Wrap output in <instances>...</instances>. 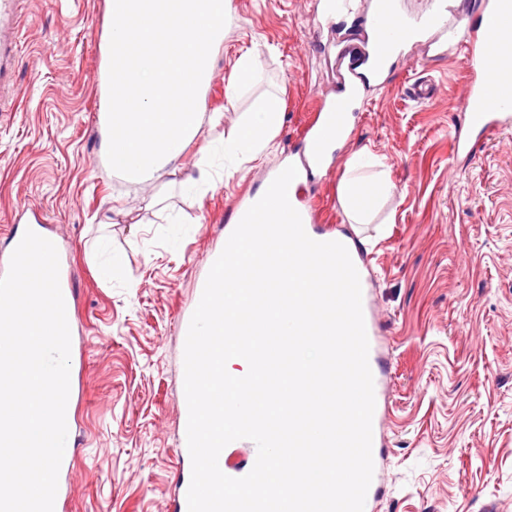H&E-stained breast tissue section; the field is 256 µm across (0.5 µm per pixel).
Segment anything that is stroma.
<instances>
[{"label":"stroma","mask_w":512,"mask_h":512,"mask_svg":"<svg viewBox=\"0 0 512 512\" xmlns=\"http://www.w3.org/2000/svg\"><path fill=\"white\" fill-rule=\"evenodd\" d=\"M231 20L203 99V122L177 168L138 182L102 159L99 116L106 0H21L17 54L0 92V253L19 206L39 212L75 286L80 319L70 370L76 442L58 476L57 512H166L182 431L181 317L191 315L227 218L287 162L320 102L336 88L337 30L315 31L320 0H231ZM257 69L234 101L238 58ZM470 64L459 52L427 69L397 61L369 91L329 174L307 181L317 224L352 236L371 267L378 348L388 362L387 452L372 512H512V129L455 154ZM431 81L416 101L406 87ZM284 102L273 151L228 165L224 140L263 94ZM391 192L353 224L338 201L356 152ZM211 183L187 190L201 162ZM107 240L118 266L89 259Z\"/></svg>","instance_id":"1"}]
</instances>
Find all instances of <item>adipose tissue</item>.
<instances>
[{
	"instance_id": "adipose-tissue-1",
	"label": "adipose tissue",
	"mask_w": 512,
	"mask_h": 512,
	"mask_svg": "<svg viewBox=\"0 0 512 512\" xmlns=\"http://www.w3.org/2000/svg\"><path fill=\"white\" fill-rule=\"evenodd\" d=\"M283 116V104L278 95L262 97L249 113L245 123L234 136L224 143V154L228 157L238 155L257 156L273 147L274 132ZM366 162L363 154L356 153L346 162L348 172L339 186V200L351 223L362 224L366 221L362 204L363 178L361 171Z\"/></svg>"
}]
</instances>
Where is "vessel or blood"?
I'll return each instance as SVG.
<instances>
[{
    "mask_svg": "<svg viewBox=\"0 0 512 512\" xmlns=\"http://www.w3.org/2000/svg\"><path fill=\"white\" fill-rule=\"evenodd\" d=\"M20 2L0 0V80L12 66L10 31ZM368 28L371 36L363 55L350 60L339 90L323 101L303 138L299 179H307L312 168L325 166L339 132L350 125L352 102L368 89L386 84L390 61L414 42L427 47L423 63L444 59L458 48L473 63L462 99L470 132L457 136V151L470 153L476 139L512 127V0H480L474 12L460 0H431L419 15L404 13L402 0H373ZM177 454L180 477L172 512H188L191 459L187 447H179Z\"/></svg>",
    "mask_w": 512,
    "mask_h": 512,
    "instance_id": "vessel-or-blood-1",
    "label": "vessel or blood"
}]
</instances>
